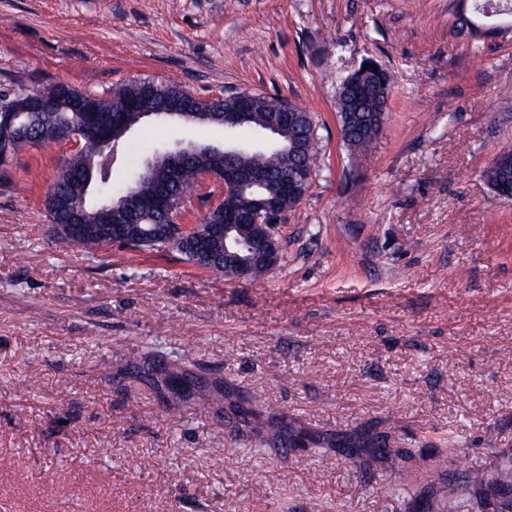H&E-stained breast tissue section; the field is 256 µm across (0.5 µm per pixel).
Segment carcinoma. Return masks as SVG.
Returning a JSON list of instances; mask_svg holds the SVG:
<instances>
[{
    "mask_svg": "<svg viewBox=\"0 0 512 512\" xmlns=\"http://www.w3.org/2000/svg\"><path fill=\"white\" fill-rule=\"evenodd\" d=\"M502 11L512 17V0H471V16L462 19L460 28L469 29L474 36L494 33L496 29L490 24L494 16ZM391 88L390 74L372 65L366 71L358 68L342 78L338 87L341 136L350 149L366 150L382 132ZM40 93L47 101L56 103V108L42 113L38 136L19 135L10 141L8 150L0 149V180L7 178L14 161L24 149L56 141L58 128H68L81 137L80 151L63 160L47 192V195L53 196L54 204L46 207V210L59 240L81 246L92 257L107 251L114 243L132 251L163 249L176 252L187 262L193 261V256L197 255L198 266L232 278L224 262V239L215 234L208 237L205 249L200 250L184 242L178 225L174 224L166 243L146 242L150 225L159 220V210L156 208L158 200L168 198L179 206L183 205L189 190L199 187L205 173L224 170V154H204L182 161L173 177L168 179L165 177V170L169 168L168 157L162 153H151L152 160L158 166V177L153 178L144 170L135 182L125 185L127 205L121 210L112 211V223L105 224L100 206L83 196V182L85 169L89 167L91 181L103 189L112 190V147L93 136L83 135L81 113L74 111L72 105L81 103L96 112L100 122L109 126L113 136L122 141L127 136L123 127L133 110L162 112L167 107L181 104L192 111L210 115V118L197 120L195 124L220 126L224 112L235 108L236 97L190 98L178 84H157L149 80H131L115 87L107 96L83 92L59 82L41 89ZM285 110L302 113V124L297 127L284 125L276 145L263 152H245L237 157L236 163L261 176L265 191L277 193L280 209L288 212L301 202L303 194L282 190L283 181L294 173L303 172L311 176L315 173L317 135L312 114L283 99L263 96L257 112L253 113V119L244 127L248 130L258 128L268 116ZM482 178L498 196L512 192L511 140L499 144L491 161L483 169ZM250 198L248 192L234 191L225 195L219 207L207 209L201 224H222L226 218L236 219L246 210ZM75 209L83 213V224L79 225L78 230L67 233L65 229L70 227L69 216ZM192 366V353L186 350L176 366H165L158 372V382L174 395L188 398L200 387L195 376L183 379ZM389 440L390 435L386 431L364 429L341 436L336 442L339 447L350 449L349 461L354 465L360 466L375 456L388 460L396 471H405L417 463L422 466L432 485L444 479L448 457L455 455L457 447V440L450 434L445 453L417 458L408 448L392 447ZM465 483L475 499L482 501L495 497L501 500V509L512 512V485L506 480L493 478L478 469L466 473Z\"/></svg>",
    "mask_w": 512,
    "mask_h": 512,
    "instance_id": "obj_1",
    "label": "carcinoma"
}]
</instances>
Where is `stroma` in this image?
Returning <instances> with one entry per match:
<instances>
[{
	"mask_svg": "<svg viewBox=\"0 0 512 512\" xmlns=\"http://www.w3.org/2000/svg\"><path fill=\"white\" fill-rule=\"evenodd\" d=\"M460 0H0V90L146 79L210 99L284 98L317 124L318 169L279 231L284 260L236 281L168 251L102 259L48 233L72 151L20 155L0 184V512H448V487L351 466L338 435L393 422L453 482L512 458V201L481 172L512 139V30L456 33ZM392 77L370 150L340 136L342 76ZM223 142L150 122L117 147ZM195 353L209 406L143 376ZM260 417L235 437L233 407ZM307 429L319 444L297 445ZM457 440L453 434L448 433V450L445 454L438 453L435 456H420L418 465L422 466V471L428 476L430 485L439 483L446 475V462L448 456H454L457 450Z\"/></svg>",
	"mask_w": 512,
	"mask_h": 512,
	"instance_id": "obj_1",
	"label": "stroma"
}]
</instances>
